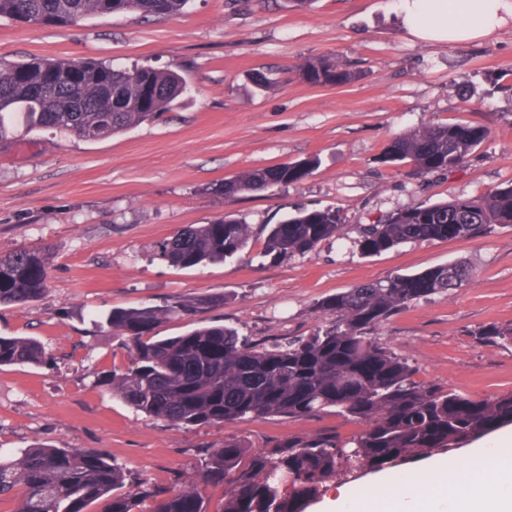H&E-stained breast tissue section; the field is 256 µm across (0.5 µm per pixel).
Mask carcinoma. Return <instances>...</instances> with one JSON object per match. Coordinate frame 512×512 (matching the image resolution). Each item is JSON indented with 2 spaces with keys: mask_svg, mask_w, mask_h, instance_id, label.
I'll use <instances>...</instances> for the list:
<instances>
[{
  "mask_svg": "<svg viewBox=\"0 0 512 512\" xmlns=\"http://www.w3.org/2000/svg\"><path fill=\"white\" fill-rule=\"evenodd\" d=\"M0 0V19L65 26L113 14L142 18L179 14L188 0ZM302 66L314 82L336 85L361 74L327 57ZM187 80L177 67H118L99 60L0 58V141L17 116L28 132L53 129L82 140H102L158 120L184 102ZM489 135L480 125L437 123L390 140L380 160L413 159L425 171L452 173ZM312 158L248 169L224 181V195L271 189L307 177ZM340 211H299L272 225L264 254L305 255L341 229ZM512 227V184L477 198H454L390 212L360 227L359 246L380 253L408 242L473 239ZM250 225L233 215L201 224L161 245L172 264L192 267L245 252ZM46 250L0 254V304H25L45 291ZM472 282L467 265L448 264L413 275L395 274L331 296L319 304L327 316L309 336L252 345L237 328L199 326L177 336L158 328L173 316L194 317L225 296L187 297L171 304L112 310V335L130 344L128 365L103 373L97 385L135 411L185 428L228 424L250 417L301 418L323 411L355 420L350 435L326 430L295 435L264 450L236 436L203 455L196 481L176 491H155L154 512H209V487H224L214 512H305L334 484L353 474L391 472L418 458L450 453L468 441L512 425V392L474 399L425 382L417 369L376 336L396 312L433 294ZM478 344L512 346V323L467 331ZM42 343L0 336V366L40 365ZM130 475L109 459L80 448L38 445L0 453V504L5 512H85L111 495L107 512H136L138 494L125 492Z\"/></svg>",
  "mask_w": 512,
  "mask_h": 512,
  "instance_id": "obj_1",
  "label": "carcinoma"
}]
</instances>
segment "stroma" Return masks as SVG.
<instances>
[{
  "label": "stroma",
  "instance_id": "obj_1",
  "mask_svg": "<svg viewBox=\"0 0 512 512\" xmlns=\"http://www.w3.org/2000/svg\"><path fill=\"white\" fill-rule=\"evenodd\" d=\"M396 0H190L167 18L130 14L49 27L0 21V57L96 59L180 67L186 102L161 120L89 141L18 130L0 142V253L48 248L46 290L0 304V336L41 340L38 366L0 367V450L42 443L118 463L142 488L196 480L206 449L225 436L260 449L296 434L359 430L332 413L252 417L184 428L135 412L97 387L128 351L105 318L116 308L224 296L200 324L236 327L255 342L309 335L318 303L358 285L454 262L470 285L433 294L377 330L419 379L473 398L512 391V346H481L468 329L512 323V229L473 240L412 242L362 253L358 227L421 204L476 197L512 184V22L490 38L431 46L400 34ZM325 56L360 72L322 86L301 78L303 59ZM262 74L271 88H258ZM468 123L488 138L459 171L421 173L380 163L386 143L430 123ZM320 160L305 179L224 196L215 185L252 168ZM332 207L343 226L312 252L263 256L266 225ZM231 214L250 225L248 252L193 267L160 252L179 231Z\"/></svg>",
  "mask_w": 512,
  "mask_h": 512
}]
</instances>
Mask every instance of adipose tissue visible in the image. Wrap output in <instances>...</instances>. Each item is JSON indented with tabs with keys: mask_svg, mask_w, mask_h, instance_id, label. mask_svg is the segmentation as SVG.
Returning <instances> with one entry per match:
<instances>
[{
	"mask_svg": "<svg viewBox=\"0 0 512 512\" xmlns=\"http://www.w3.org/2000/svg\"><path fill=\"white\" fill-rule=\"evenodd\" d=\"M397 18L409 38L428 44H457L494 36L512 20V0H398ZM478 445L468 453L432 459L420 482L388 488L369 478L339 490L321 512H512V476L501 482H477L471 463L502 468V449Z\"/></svg>",
	"mask_w": 512,
	"mask_h": 512,
	"instance_id": "ef3b65f1",
	"label": "adipose tissue"
}]
</instances>
